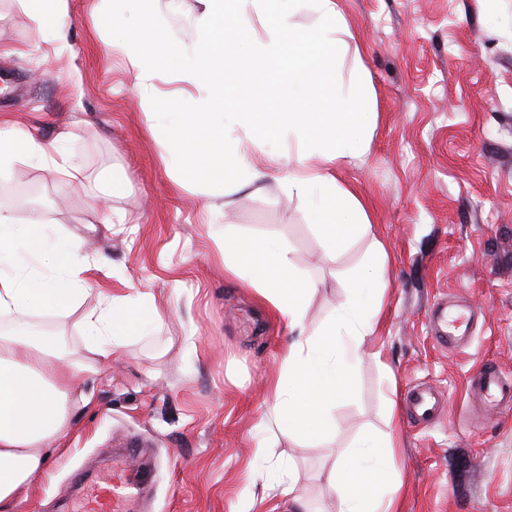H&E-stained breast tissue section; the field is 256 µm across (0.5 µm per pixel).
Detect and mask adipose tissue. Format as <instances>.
I'll list each match as a JSON object with an SVG mask.
<instances>
[{
	"instance_id": "ef3b65f1",
	"label": "adipose tissue",
	"mask_w": 512,
	"mask_h": 512,
	"mask_svg": "<svg viewBox=\"0 0 512 512\" xmlns=\"http://www.w3.org/2000/svg\"><path fill=\"white\" fill-rule=\"evenodd\" d=\"M125 2L139 27L121 44L136 81L151 78L171 57L181 79L198 91L177 111L153 115L152 132L166 143L168 163L179 178L194 179L206 170L225 178L227 193L257 187L261 174L240 146L246 141L266 145L282 184L323 216L318 230L325 260H334L349 239L369 231L361 201L332 173L337 163L365 148L363 117L371 108L367 88L336 79V60L349 32L336 0H199L198 38L189 47L172 40L170 21L156 0ZM19 4L47 32L58 54L70 52L67 0ZM303 11L315 16L312 32H299L294 24ZM239 47L245 50L240 60L234 57ZM73 137L69 131L45 142L23 131L0 130V170L18 162L50 164L63 174L66 187H73L81 169L63 149ZM204 140L223 144V151H202ZM289 140L297 145L293 158L276 150ZM83 245L80 234L62 232L38 214L21 221L0 209V318L14 322L0 332V507L27 490L70 428L73 372L56 365L62 357L57 338L21 324V316L38 305L65 310L85 303V348L100 363L118 359L130 340L147 335L161 320L148 292L111 297L92 288L85 273L94 261ZM219 246L229 269L289 328H303L310 289L300 284L286 243L258 246L227 234ZM385 273L381 251L333 318L289 345L272 386L270 412L284 434L312 439L330 433L331 413L364 360L371 305L383 298ZM397 448L394 436L368 435L339 456L328 476L337 512H399Z\"/></svg>"
}]
</instances>
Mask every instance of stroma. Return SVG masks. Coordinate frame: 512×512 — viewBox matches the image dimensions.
I'll list each match as a JSON object with an SVG mask.
<instances>
[{
  "mask_svg": "<svg viewBox=\"0 0 512 512\" xmlns=\"http://www.w3.org/2000/svg\"><path fill=\"white\" fill-rule=\"evenodd\" d=\"M113 7L68 0L74 53L59 58L18 0H0V73L13 78L0 92V129L40 139L74 130L64 149L83 173L65 191L52 166L15 164L0 173V205L83 233L86 252L102 258L86 274L93 287L142 288L162 316L120 361L77 372L71 394L93 404L72 406L66 453L50 454L10 512H82L123 466L149 476L148 495L125 499L124 512H237L249 495L252 512H293L272 461L297 470L309 512H336L327 476L339 454L363 435L390 432L401 512H512V409L468 392L482 365L512 377V0H338L352 33L340 78L369 80L374 98L368 148L336 177L367 203L371 230L332 262L306 200L278 182L267 151L245 147L264 174L258 192L227 195L205 176L176 179L151 114L179 108L196 90L171 64L137 83L103 21ZM90 194L123 232L95 224ZM208 199L221 207L212 217L202 209ZM217 231L289 245L300 278L317 283L306 307L311 332L385 249L384 302L331 435L256 432L295 334L225 267ZM441 303L476 316L464 350L430 339ZM81 317L78 308L38 307L27 320L58 336L76 363L86 353ZM416 383L444 395L425 430L402 403ZM128 441L137 457L112 458ZM261 441L267 458L258 461Z\"/></svg>",
  "mask_w": 512,
  "mask_h": 512,
  "instance_id": "stroma-1",
  "label": "stroma"
}]
</instances>
